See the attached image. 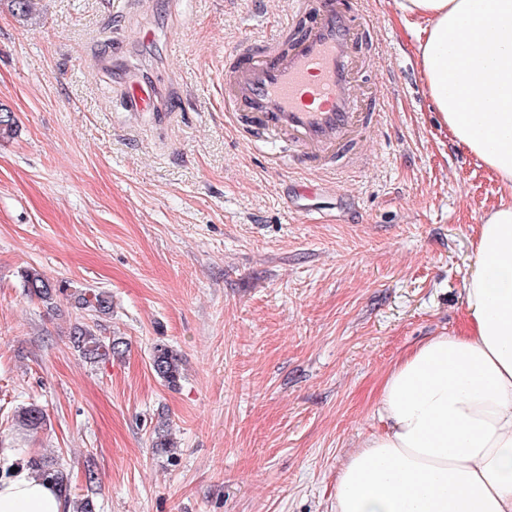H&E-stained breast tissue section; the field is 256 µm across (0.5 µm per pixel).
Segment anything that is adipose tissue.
Segmentation results:
<instances>
[{
    "instance_id": "obj_1",
    "label": "adipose tissue",
    "mask_w": 512,
    "mask_h": 512,
    "mask_svg": "<svg viewBox=\"0 0 512 512\" xmlns=\"http://www.w3.org/2000/svg\"><path fill=\"white\" fill-rule=\"evenodd\" d=\"M427 21L417 46L443 127L512 193V0H394ZM465 282L468 327L386 373L368 436L336 478L335 512H512V201L487 212ZM0 512H70L29 471L0 481Z\"/></svg>"
}]
</instances>
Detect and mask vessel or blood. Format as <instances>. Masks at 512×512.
<instances>
[{
  "label": "vessel or blood",
  "mask_w": 512,
  "mask_h": 512,
  "mask_svg": "<svg viewBox=\"0 0 512 512\" xmlns=\"http://www.w3.org/2000/svg\"><path fill=\"white\" fill-rule=\"evenodd\" d=\"M373 21L352 0H294L269 38L245 35L224 55V110L243 142L287 138L288 163L300 170H332L334 160L375 132L384 110L360 104L354 70ZM158 89L130 84L126 111L156 109Z\"/></svg>",
  "instance_id": "vessel-or-blood-1"
}]
</instances>
